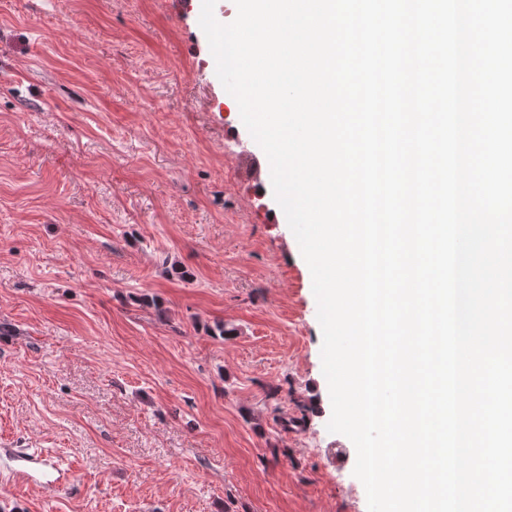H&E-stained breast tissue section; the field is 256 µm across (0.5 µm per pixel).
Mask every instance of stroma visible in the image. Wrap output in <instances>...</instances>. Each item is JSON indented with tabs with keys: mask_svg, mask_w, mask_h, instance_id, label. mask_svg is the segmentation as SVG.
Instances as JSON below:
<instances>
[{
	"mask_svg": "<svg viewBox=\"0 0 512 512\" xmlns=\"http://www.w3.org/2000/svg\"><path fill=\"white\" fill-rule=\"evenodd\" d=\"M201 6L0 0V512H368ZM22 455L26 462L36 465L37 468H50L56 472L57 477L50 483H46L50 491L58 489L67 481L69 474L68 469H62L60 464L54 463L47 455L43 454L42 452L37 450L31 451L30 448H24Z\"/></svg>",
	"mask_w": 512,
	"mask_h": 512,
	"instance_id": "35a3bbf8",
	"label": "stroma"
}]
</instances>
